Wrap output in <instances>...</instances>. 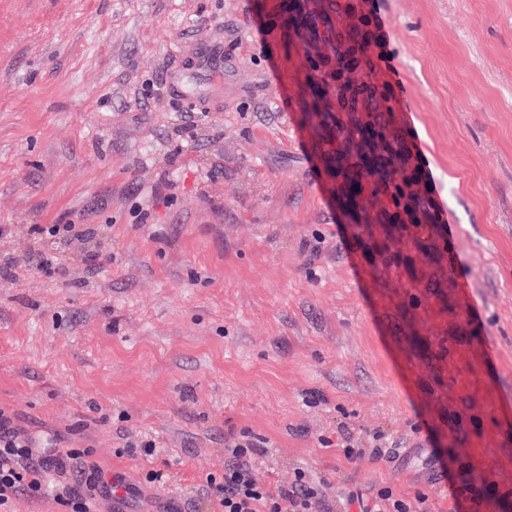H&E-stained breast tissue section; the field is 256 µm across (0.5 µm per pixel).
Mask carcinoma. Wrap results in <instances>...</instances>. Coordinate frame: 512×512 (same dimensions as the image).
Segmentation results:
<instances>
[{"mask_svg": "<svg viewBox=\"0 0 512 512\" xmlns=\"http://www.w3.org/2000/svg\"><path fill=\"white\" fill-rule=\"evenodd\" d=\"M346 5L341 0H320L319 14L312 27L321 38L330 60L339 65L346 83L357 88L364 107L363 117H344L341 112L321 108V103L336 89L331 83V72L317 69L309 82V91L301 98L300 111L310 126L314 140L333 149L324 154L326 164L340 179L337 186V205L364 233H371L375 224H395L389 214L377 216L356 205L368 194L399 208L408 199L421 215L418 226L426 235L416 237L415 247L425 251L434 246L448 250V244L433 239L434 224L430 218L432 199L423 192L418 180L405 178L398 181L397 174L406 161L403 138L393 127L395 99L392 92L372 78L375 65L365 55L364 39L344 25ZM352 46L357 47V60L351 67L339 61Z\"/></svg>", "mask_w": 512, "mask_h": 512, "instance_id": "1", "label": "carcinoma"}]
</instances>
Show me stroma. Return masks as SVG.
<instances>
[{"label":"stroma","instance_id":"obj_1","mask_svg":"<svg viewBox=\"0 0 512 512\" xmlns=\"http://www.w3.org/2000/svg\"><path fill=\"white\" fill-rule=\"evenodd\" d=\"M352 2L447 254L388 260L338 209L281 0H0V412L130 512H207L230 432L333 512H512V0ZM344 428L396 458L347 460ZM349 501L357 503L360 512H423V510H413L409 502L393 496V492L389 489L378 491L372 499L364 498L361 493H351Z\"/></svg>","mask_w":512,"mask_h":512}]
</instances>
